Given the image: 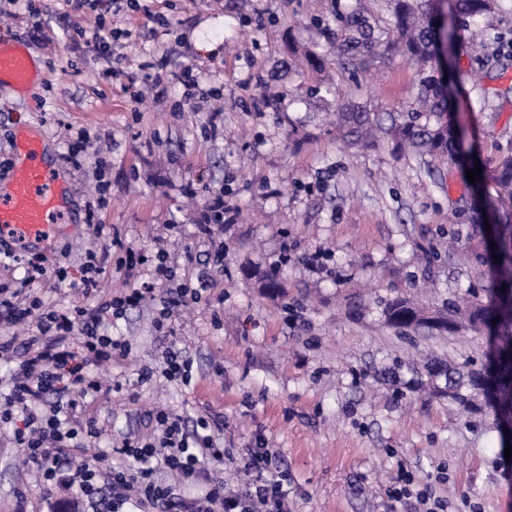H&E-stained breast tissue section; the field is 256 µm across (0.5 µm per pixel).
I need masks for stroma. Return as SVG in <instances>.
I'll use <instances>...</instances> for the list:
<instances>
[{
    "mask_svg": "<svg viewBox=\"0 0 512 512\" xmlns=\"http://www.w3.org/2000/svg\"><path fill=\"white\" fill-rule=\"evenodd\" d=\"M347 4L388 16L387 0H140L134 16L106 14V28L132 36L103 59L71 50L73 23H93L95 10L51 0L47 39L30 47L40 82L17 97L0 88V179L12 166L13 129L34 125L70 188V219L42 254L77 279L87 250L116 259L159 245L177 275L213 277L210 303L175 307L167 334L148 300L113 321L128 353L99 374L123 385L93 404L106 429L100 447L153 436L149 413L167 406L189 420L220 417L215 437L227 455L217 471L227 488L241 482L251 448H273L290 476V512H417L416 499L389 495L403 473L447 500V512H512V460L493 414L461 413L418 366L429 352L457 367L484 363L485 338H409L380 315L381 300L424 287L439 306L489 278L473 257V196L457 165L337 140L326 118L337 105L390 111L416 94L407 61L353 74L327 41L332 85L319 89L301 49ZM483 24V57L463 42L452 58L451 112L466 151L490 171L512 151V0H498ZM185 66L200 81L190 101L171 78ZM158 73L161 98L143 81ZM81 138L85 151L72 153ZM219 200L227 213L217 267L201 226ZM317 249L328 255L323 273L305 264ZM274 267L282 291L269 294L262 282ZM357 291L370 299L359 317L345 307ZM170 350L190 360L191 385L163 377ZM144 368L154 372L146 383ZM22 456L0 433V512L61 503L108 512L74 490L45 491Z\"/></svg>",
    "mask_w": 512,
    "mask_h": 512,
    "instance_id": "obj_1",
    "label": "stroma"
}]
</instances>
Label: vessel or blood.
I'll return each mask as SVG.
<instances>
[{
  "label": "vessel or blood",
  "mask_w": 512,
  "mask_h": 512,
  "mask_svg": "<svg viewBox=\"0 0 512 512\" xmlns=\"http://www.w3.org/2000/svg\"><path fill=\"white\" fill-rule=\"evenodd\" d=\"M38 71L26 46L0 37V86L29 89ZM43 140L29 127L13 136V165L7 191H0V239L21 245L49 240L58 231L56 219L68 209L62 178L42 159Z\"/></svg>",
  "instance_id": "1"
}]
</instances>
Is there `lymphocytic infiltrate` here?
Masks as SVG:
<instances>
[{
  "mask_svg": "<svg viewBox=\"0 0 512 512\" xmlns=\"http://www.w3.org/2000/svg\"><path fill=\"white\" fill-rule=\"evenodd\" d=\"M166 260L162 248L151 257L126 249L121 269L131 276L151 262L154 277L120 294L101 296L98 280L106 268L96 253H87L81 279L86 302L62 311L45 305L34 290L49 271L56 284L69 282L67 266L42 255L1 253V265L10 262L26 268L4 306L8 323L26 325L28 334L21 341L0 335V361L10 366L8 389L0 391V422L11 425L12 440L23 448L25 463L37 467L47 487L64 484L89 499L107 491L115 500H133L152 512H288V476L271 472L273 449L251 450L244 466L248 479L236 489L225 490L223 482L214 479L206 462L224 457L212 435L216 420L201 417L190 427L181 415L159 409L154 416L157 437L124 442L115 452L96 445L103 430L86 409L102 394L97 373L126 353L124 341L104 334L105 325L148 297L155 301L157 324H164L174 300L195 304L210 288L208 275L201 274L196 285L180 286L176 297H156L158 280L171 282L176 277ZM18 350L23 353L19 359L14 356ZM87 449L93 452L92 464L74 465L73 452ZM159 463L177 480L201 483L204 496L179 497L156 479Z\"/></svg>",
  "mask_w": 512,
  "mask_h": 512,
  "instance_id": "lymphocytic-infiltrate-1",
  "label": "lymphocytic infiltrate"
}]
</instances>
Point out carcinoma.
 I'll use <instances>...</instances> for the list:
<instances>
[{"label": "carcinoma", "mask_w": 512, "mask_h": 512, "mask_svg": "<svg viewBox=\"0 0 512 512\" xmlns=\"http://www.w3.org/2000/svg\"><path fill=\"white\" fill-rule=\"evenodd\" d=\"M454 8L461 18V31L468 33L475 50H483V32L471 25L495 10L496 0H455ZM388 12V27L383 29L357 10L340 15L339 57L355 70L369 71L386 56H401L415 70L417 95L400 112L347 106L336 113V133L351 145L387 144L400 154L452 160L457 131L448 118V82L433 67L442 29L434 0H388ZM489 179L495 191L490 206L512 213V153L500 160ZM498 255L500 262L491 266L492 288L485 297L458 296L434 308L394 298L381 303V316L399 333L410 329L440 335L465 328L489 331L492 349L482 370L464 371L437 359L426 361L422 369L432 379L445 377L448 391L467 414L483 399L484 405L493 408L499 430L512 422V224L502 225Z\"/></svg>", "instance_id": "1"}]
</instances>
